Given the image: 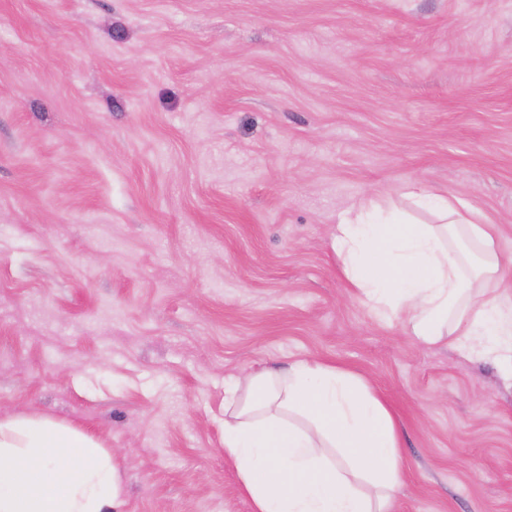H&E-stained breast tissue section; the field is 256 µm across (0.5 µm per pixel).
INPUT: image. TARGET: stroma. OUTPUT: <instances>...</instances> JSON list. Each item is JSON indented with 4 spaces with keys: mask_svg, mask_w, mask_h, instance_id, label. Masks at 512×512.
I'll use <instances>...</instances> for the list:
<instances>
[{
    "mask_svg": "<svg viewBox=\"0 0 512 512\" xmlns=\"http://www.w3.org/2000/svg\"><path fill=\"white\" fill-rule=\"evenodd\" d=\"M456 195L512 292V0H0V413L118 453L126 512H252L224 382L299 359L382 396L395 512H512V360L421 345L330 241Z\"/></svg>",
    "mask_w": 512,
    "mask_h": 512,
    "instance_id": "1",
    "label": "stroma"
}]
</instances>
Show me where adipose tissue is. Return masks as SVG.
Listing matches in <instances>:
<instances>
[{
	"label": "adipose tissue",
	"mask_w": 512,
	"mask_h": 512,
	"mask_svg": "<svg viewBox=\"0 0 512 512\" xmlns=\"http://www.w3.org/2000/svg\"><path fill=\"white\" fill-rule=\"evenodd\" d=\"M429 200L434 224H368L371 199L339 215L331 248L353 295L380 321L403 317L422 344L467 357L512 346V295L501 278V227L472 220L459 197ZM224 455L253 512H392L401 486L396 420L374 388L301 359L224 385ZM118 458L49 417L0 416V512H124Z\"/></svg>",
	"instance_id": "1"
}]
</instances>
